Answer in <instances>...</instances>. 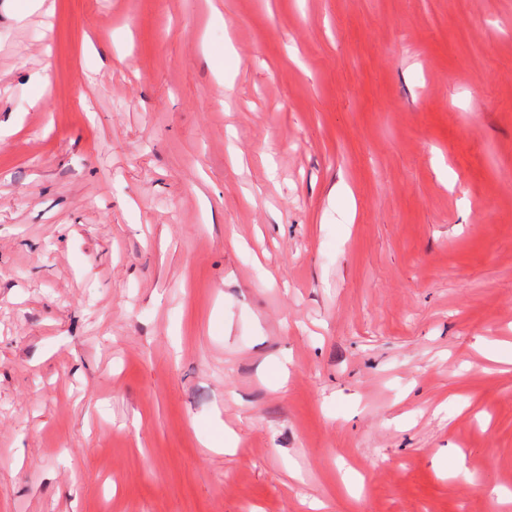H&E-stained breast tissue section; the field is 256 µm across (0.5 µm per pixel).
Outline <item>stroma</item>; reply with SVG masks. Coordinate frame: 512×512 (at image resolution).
<instances>
[{
  "label": "stroma",
  "instance_id": "35a3bbf8",
  "mask_svg": "<svg viewBox=\"0 0 512 512\" xmlns=\"http://www.w3.org/2000/svg\"><path fill=\"white\" fill-rule=\"evenodd\" d=\"M52 2L0 0V512H512V0Z\"/></svg>",
  "mask_w": 512,
  "mask_h": 512
}]
</instances>
